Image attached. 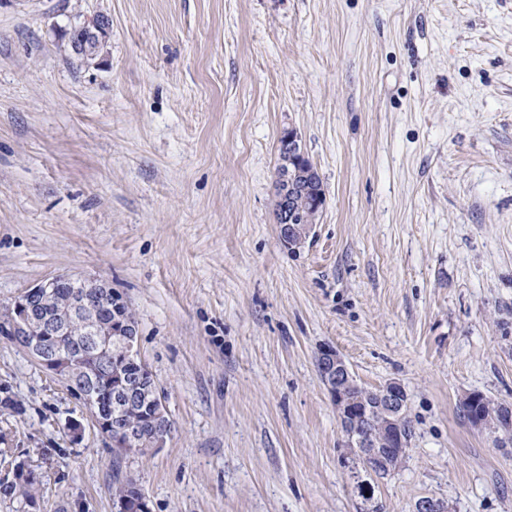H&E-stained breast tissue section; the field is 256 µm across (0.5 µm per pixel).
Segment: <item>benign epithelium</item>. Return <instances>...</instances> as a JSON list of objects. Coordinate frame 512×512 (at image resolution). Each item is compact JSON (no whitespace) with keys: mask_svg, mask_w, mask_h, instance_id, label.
Returning a JSON list of instances; mask_svg holds the SVG:
<instances>
[{"mask_svg":"<svg viewBox=\"0 0 512 512\" xmlns=\"http://www.w3.org/2000/svg\"><path fill=\"white\" fill-rule=\"evenodd\" d=\"M316 175L309 165L302 171L283 180L287 188L280 196V236L290 249L302 247L310 235L308 224L296 223L293 197L298 192L310 191L305 179ZM61 283L73 287L72 304L63 316L51 319L38 318L39 309L55 296ZM78 321L83 327L85 346L78 355L52 345V341L63 335L71 321ZM0 328L25 343V348L47 371L64 380L68 387L87 388L77 379L83 372L84 360L105 352L126 364L140 362L138 326L128 303L112 288L88 277L57 275L46 278L35 286L20 293L0 313ZM317 363L323 384L331 394L339 413L340 425L347 439V447L366 460L377 459L382 448L392 449L403 455L408 448V437L403 421L408 406L405 388L392 381L376 390H363L364 398L354 401L349 398L348 389L355 385L353 375L343 358L330 346L320 350ZM107 378L117 381L116 386L103 389L113 394V405L118 408H133L138 404L143 390L142 383L130 384L121 369L107 368ZM92 399L88 405L95 427L107 439H112V420L98 407L99 395L90 390ZM374 418L373 429L364 433L357 431L359 421ZM512 422V409L500 411L497 420L491 421L480 409L471 413L469 423L477 429H493L498 439L512 442V435L503 429V422Z\"/></svg>","mask_w":512,"mask_h":512,"instance_id":"obj_1","label":"benign epithelium"}]
</instances>
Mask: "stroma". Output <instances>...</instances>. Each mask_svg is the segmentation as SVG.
Listing matches in <instances>:
<instances>
[{
	"instance_id": "obj_1",
	"label": "stroma",
	"mask_w": 512,
	"mask_h": 512,
	"mask_svg": "<svg viewBox=\"0 0 512 512\" xmlns=\"http://www.w3.org/2000/svg\"><path fill=\"white\" fill-rule=\"evenodd\" d=\"M291 130L325 193L296 251ZM62 274L138 322L172 422L122 463L149 512H512V445L460 408L512 404V0H0V304ZM326 346L408 393L386 477L351 476ZM0 435V482L41 481L0 512H116L110 442L1 334ZM285 137V143L283 139H280L279 146V154H278V165L276 168L278 175V184H281L283 187L285 183L281 181L283 180L287 183V188L282 191L280 196V220L281 224H279L280 228V236L281 240L285 245H288V249H296L302 247L311 232V224H315L316 216L318 215L321 209H318L315 205L321 206V202L325 201L323 189L321 187V179L318 176L317 183L319 187H317L322 193L314 194L317 196L316 200L312 193L309 194H297L293 201V197L297 192H310L311 189L309 187V182L302 183L298 181L299 177L306 180L309 176L316 175V171L313 167L304 164L302 169L304 173H301L299 170H296V174L294 176H290L289 170L294 172L296 164L301 160H306L304 152L302 151L300 140L297 132L291 130L288 131L282 138ZM288 148L294 153V155L299 156L298 159H295L293 155L290 154ZM295 159V163L293 161ZM288 175V176H287ZM293 201V202H292ZM315 202V204H314ZM296 210L297 213L301 214L302 223L296 224ZM309 224V225H308Z\"/></svg>"
}]
</instances>
